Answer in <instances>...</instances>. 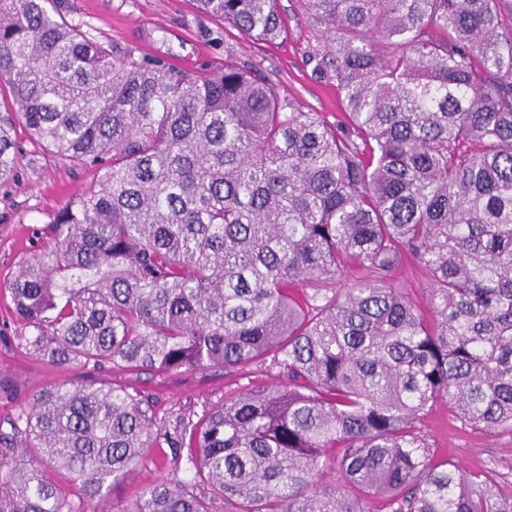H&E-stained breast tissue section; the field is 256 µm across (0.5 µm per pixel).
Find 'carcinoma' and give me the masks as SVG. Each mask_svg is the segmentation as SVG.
Listing matches in <instances>:
<instances>
[{
  "label": "carcinoma",
  "instance_id": "obj_1",
  "mask_svg": "<svg viewBox=\"0 0 512 512\" xmlns=\"http://www.w3.org/2000/svg\"><path fill=\"white\" fill-rule=\"evenodd\" d=\"M55 2L0 0V180L18 122L99 179L6 285L18 347L285 379L184 426L182 475L127 512H512L421 430L448 399L512 434V0H303L330 33L309 61L343 127L230 58L210 77L119 56ZM196 2L257 41L284 34L279 0ZM406 260L430 275L426 312L390 282ZM158 436L135 388H45L0 430V512H97ZM330 448L350 495L321 482Z\"/></svg>",
  "mask_w": 512,
  "mask_h": 512
}]
</instances>
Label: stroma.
I'll return each instance as SVG.
<instances>
[{"label": "stroma", "instance_id": "35a3bbf8", "mask_svg": "<svg viewBox=\"0 0 512 512\" xmlns=\"http://www.w3.org/2000/svg\"><path fill=\"white\" fill-rule=\"evenodd\" d=\"M288 38L276 44L257 43L226 25L223 19L198 11L194 0H64L69 21L119 54L170 61L183 59L187 71L217 75L224 58L233 55L262 71L281 97L302 111L317 112L328 122L343 118L345 105L335 84L319 79L308 54L326 42L328 33L301 9L300 0H280ZM19 146L12 178L0 182V427L28 408L33 394L63 382L114 383L136 388L154 402L163 436L109 497L103 512H122L142 491L172 478L175 457L169 441L205 409L221 405L237 389L279 383L276 371L256 365L230 370L211 367L170 374H132L113 369L89 372L56 368L20 350L18 329L4 285L26 258L39 252L53 214L69 199L98 180L95 168L77 166L31 142L24 127H16ZM437 459L480 474L502 493L512 492V435H490L462 425L455 405L438 402L424 420Z\"/></svg>", "mask_w": 512, "mask_h": 512}]
</instances>
